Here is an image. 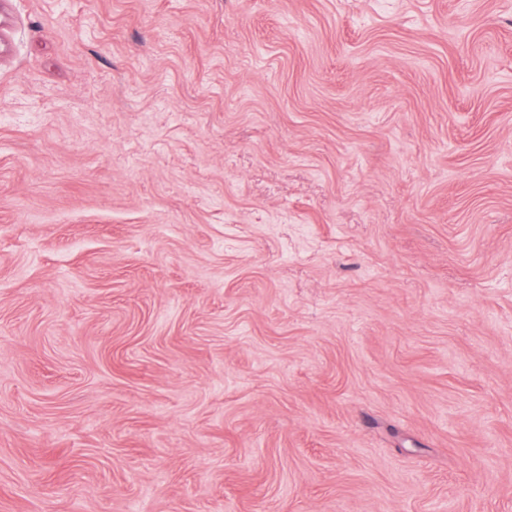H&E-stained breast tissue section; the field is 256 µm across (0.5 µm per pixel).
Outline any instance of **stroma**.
<instances>
[{"label":"stroma","mask_w":512,"mask_h":512,"mask_svg":"<svg viewBox=\"0 0 512 512\" xmlns=\"http://www.w3.org/2000/svg\"><path fill=\"white\" fill-rule=\"evenodd\" d=\"M0 512H512V0H0Z\"/></svg>","instance_id":"obj_1"}]
</instances>
